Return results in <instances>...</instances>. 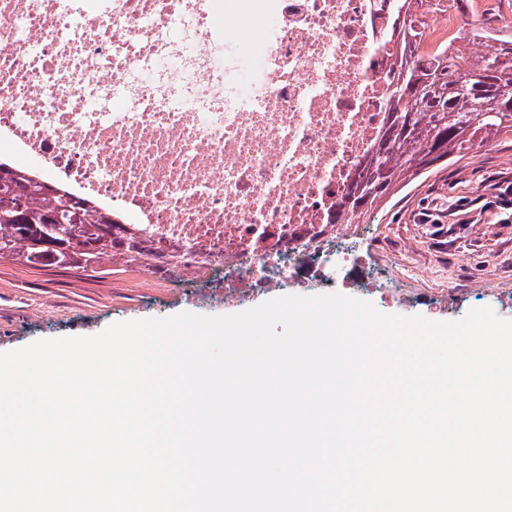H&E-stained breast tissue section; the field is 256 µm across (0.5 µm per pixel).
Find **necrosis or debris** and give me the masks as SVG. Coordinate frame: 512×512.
<instances>
[{
	"instance_id": "necrosis-or-debris-1",
	"label": "necrosis or debris",
	"mask_w": 512,
	"mask_h": 512,
	"mask_svg": "<svg viewBox=\"0 0 512 512\" xmlns=\"http://www.w3.org/2000/svg\"><path fill=\"white\" fill-rule=\"evenodd\" d=\"M216 2L0 0V143L159 256L185 252L182 271L223 269L238 301L333 278L394 301L327 220L385 117L388 0H266L220 23ZM417 11L430 50L472 26L446 0ZM235 21L265 44L246 95ZM110 97L123 110L99 111Z\"/></svg>"
}]
</instances>
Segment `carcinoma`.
Instances as JSON below:
<instances>
[{
    "label": "carcinoma",
    "instance_id": "cac0c4a2",
    "mask_svg": "<svg viewBox=\"0 0 512 512\" xmlns=\"http://www.w3.org/2000/svg\"><path fill=\"white\" fill-rule=\"evenodd\" d=\"M413 0H393L394 58L386 73V120L357 177L336 201L332 224H356L446 157L512 133V41L467 57L424 54ZM118 216L0 159V259L86 269L104 258L141 267L155 252L137 237H112Z\"/></svg>",
    "mask_w": 512,
    "mask_h": 512
}]
</instances>
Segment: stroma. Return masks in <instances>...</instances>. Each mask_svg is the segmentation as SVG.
Segmentation results:
<instances>
[{"label":"stroma","mask_w":512,"mask_h":512,"mask_svg":"<svg viewBox=\"0 0 512 512\" xmlns=\"http://www.w3.org/2000/svg\"><path fill=\"white\" fill-rule=\"evenodd\" d=\"M224 52L259 69L264 44L252 29L224 34ZM361 247L370 266L399 271L398 301L363 291L381 313L456 321L473 308L512 320V136L451 155L366 215ZM504 293L491 295L490 286ZM211 281L156 283L136 266L102 260L88 269L0 260V353L36 341L92 336L117 322L181 313L242 312Z\"/></svg>","instance_id":"1"}]
</instances>
